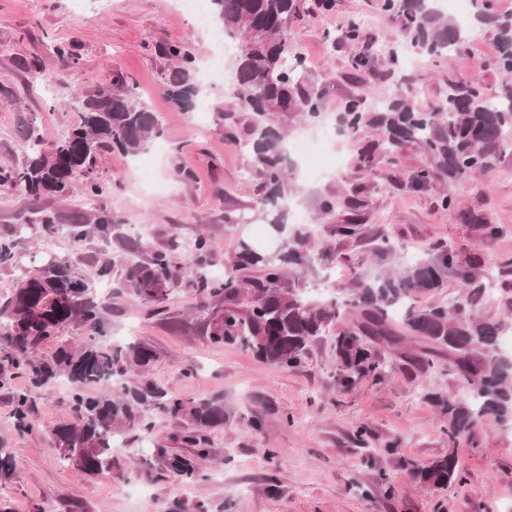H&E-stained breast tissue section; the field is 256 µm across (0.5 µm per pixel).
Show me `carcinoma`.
Here are the masks:
<instances>
[{"instance_id":"carcinoma-1","label":"carcinoma","mask_w":512,"mask_h":512,"mask_svg":"<svg viewBox=\"0 0 512 512\" xmlns=\"http://www.w3.org/2000/svg\"><path fill=\"white\" fill-rule=\"evenodd\" d=\"M208 21L220 27L234 46L228 58V91L215 123L224 140L245 145L247 170L256 181L252 211L264 217L275 242L259 248L240 242L224 278L210 275L220 252L213 240L198 235L189 254L175 257L178 232L165 245L146 254L125 231L123 220L103 209L87 224H57L45 211L24 224L0 229V269L18 276L13 291L0 306V389L9 390L17 430L35 425L33 389L60 378L69 384L72 421L49 428L60 459L79 476H92L119 464L115 437L129 431L148 435L158 411L190 429L182 437L194 458L155 448L148 465L188 481L207 479L197 460L211 453L206 432L224 425V397L184 400L155 382L148 371L156 359L146 342L114 346L109 338L112 300L135 297L148 318L166 312L175 292L187 290L207 310L208 338L215 345H241L261 361L294 369L310 346L336 328L334 356L336 392L348 395L360 380L381 382L387 376L389 349H400L406 336L420 344L410 355L420 370L433 368L447 356L448 373L462 382L466 395L428 391L425 398L446 419L448 442L471 436L478 421L491 416L502 426L512 425V358L500 353V337L512 315V270L498 275L489 292L486 270L475 258L459 261L445 245L431 247L424 257L406 261L402 245L386 229L377 231L362 259L336 293L303 291L290 269H305L315 260L349 262L330 250L314 251L308 225L296 224L292 211L297 198L295 164L288 156L285 122L297 117L314 125L326 109V90L305 77L301 56L289 49L288 25L307 9L306 0H206ZM470 22L462 27L437 8V0H384V10L396 23L394 38L381 54L354 57L351 68L368 76L381 72L392 79V90L379 108L361 92L344 101L336 113L339 132L354 151L355 168L373 173L385 168L399 188L415 193L436 187L441 207L454 205L452 191L475 175L494 170L512 147V86L495 94L482 93L459 75L448 79V95L428 102L413 94V78L406 71L403 44L419 50L431 63L461 52L474 32L495 33V67L512 81V10L498 0H469ZM166 55L176 61L164 81L163 93L179 112L194 110L203 89L191 47L175 43ZM81 125L59 141L46 142L35 128L21 131L27 160L21 168L0 167V186L30 194L65 196L75 179L83 181L86 196L96 201L105 191L98 172L101 153L116 150L136 156L165 132L163 118L119 74L112 86L92 97H76ZM382 131L384 139L372 137ZM419 152L424 161L408 177H401L403 153ZM330 240L355 242L362 225L345 220L323 223ZM63 234L75 244L64 260L52 259L32 276L22 270L18 245L26 239H49ZM92 238L112 251H85ZM457 282L451 302L424 307L411 296L437 293L448 280ZM112 287L101 300L94 288ZM66 326L78 327L82 337L60 342L53 356L38 354L42 342L59 336ZM18 374L29 378L28 388L14 387ZM413 477L442 489L459 477L450 452L427 466L403 461ZM17 479L12 449L0 447V483Z\"/></svg>"}]
</instances>
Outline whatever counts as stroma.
Returning a JSON list of instances; mask_svg holds the SVG:
<instances>
[{
  "mask_svg": "<svg viewBox=\"0 0 512 512\" xmlns=\"http://www.w3.org/2000/svg\"><path fill=\"white\" fill-rule=\"evenodd\" d=\"M382 4L335 0L325 11L312 2L289 31L308 78L327 89L328 113L365 87L375 99L388 94L389 79L371 81L350 67L354 56L374 52L376 42L391 33L394 21ZM357 18L365 24V40H329L337 24ZM482 35L475 60L456 54L435 67L411 51L423 99L445 97L449 76L464 72L484 87L500 88L493 70L495 35L487 29ZM179 42L190 43L200 61L220 52L211 28L181 12L178 0H0V167L25 164L19 135L24 126L48 141L71 133L80 124L70 105L73 92L92 94L119 73L165 120V134L147 157L101 154L98 176L106 191L97 204L89 203L78 181L62 198L35 199L22 189L0 187V226L24 223L39 209L54 214L57 223L81 224L100 207L139 225L137 238L146 251L165 244L170 225H178L183 254L204 230L220 249L214 268L219 275L240 239H263L264 224L224 221L229 210L249 213L255 186L246 175L244 151L226 142L213 120L224 102L221 91L207 98L204 120L198 112L177 111L162 92L173 67L162 50ZM55 43L72 48L76 69L65 70L50 50ZM333 147L342 158L339 171L299 181L302 201L295 217L310 224L315 239L323 237L319 201L333 194L341 200L334 220L354 215L366 232L392 230L412 254L442 241L459 255L479 254L488 269L512 264V155L456 187L455 204L445 210L435 191L410 193L397 189L388 173L354 169L343 137H335ZM178 166L191 170L195 183L178 180ZM358 185L365 188L364 205L354 212L347 202ZM470 212L501 225L502 233L487 239L479 225L463 221ZM110 329L116 341L149 343L156 351L151 377L182 398L223 396L226 420L207 433V480L186 483L138 466L139 444L123 436L116 450L120 470L77 476L46 432L73 416L67 383L35 390L38 425L26 435L15 430L9 397L0 390V445L15 449L18 463V481L0 486V499L12 512H30L35 502L45 512H168L175 502L189 510L204 502L211 512H512V428L488 416L471 440L449 448L442 417L422 395L426 389L463 394L445 367L420 372L394 354L382 382L361 381L340 397L331 337L314 343L299 368L271 366L244 347L211 344L198 300L184 292L172 294L164 315L149 320L135 297L124 296L112 308ZM256 418L261 428L253 427ZM361 426L368 433L359 441L354 434ZM393 440L398 453L390 456L383 446ZM451 450L462 480L446 490L420 483L399 465L405 458L426 466Z\"/></svg>",
  "mask_w": 512,
  "mask_h": 512,
  "instance_id": "obj_1",
  "label": "stroma"
}]
</instances>
